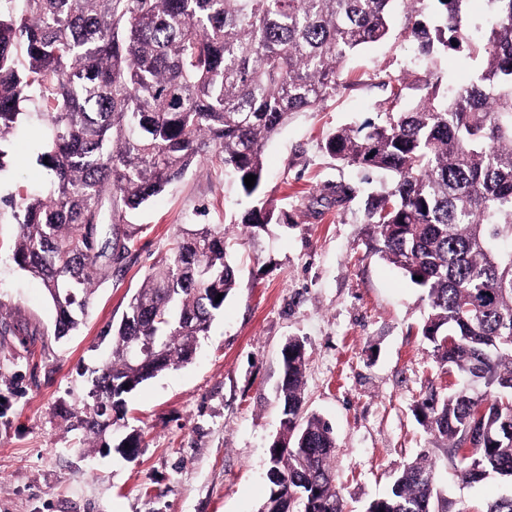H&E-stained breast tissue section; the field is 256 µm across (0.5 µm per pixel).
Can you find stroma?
<instances>
[{"label": "stroma", "instance_id": "35a3bbf8", "mask_svg": "<svg viewBox=\"0 0 512 512\" xmlns=\"http://www.w3.org/2000/svg\"><path fill=\"white\" fill-rule=\"evenodd\" d=\"M396 23L345 68L346 89L299 112L267 144L261 196L280 224L249 242L230 226L249 202L223 166H191L129 216L136 251L121 274L96 285L85 325L55 339L54 310L41 283L9 255L16 225L8 199L45 191L40 134L29 127L6 145L0 172V512H257L267 498L268 448L282 417L277 387L281 349L307 347L304 401L335 429V487L347 512L388 487L395 471L426 454L450 512H485L512 494L491 475L467 484L442 441L424 429L416 407L428 388L457 382L421 336L427 305L399 269L368 247L369 194L384 175L330 157L336 129L378 121L429 84L461 83L479 62L465 49L420 56ZM400 90L392 100V90ZM353 187L327 204L337 184ZM185 224H223L242 275L192 362L169 369L128 395L125 426L141 429L135 459L89 436L79 422L89 372L111 350L110 327Z\"/></svg>", "mask_w": 512, "mask_h": 512}]
</instances>
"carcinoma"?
<instances>
[{
    "instance_id": "cac0c4a2",
    "label": "carcinoma",
    "mask_w": 512,
    "mask_h": 512,
    "mask_svg": "<svg viewBox=\"0 0 512 512\" xmlns=\"http://www.w3.org/2000/svg\"><path fill=\"white\" fill-rule=\"evenodd\" d=\"M432 1L444 27L418 20L410 35L425 57L437 43L466 46L480 60L472 79L338 130L325 149L390 175L368 202L371 249L421 289L422 336L463 379L446 395L426 393L420 421L448 442L463 481L512 479V251L501 247L512 239V0H489L479 37L465 22L468 0H0V171L1 145L27 122L41 130L39 161L52 175L47 195L14 204L11 258L42 282L55 338L79 329L96 276L135 250L128 213L202 159H219L246 196L259 194L264 148L290 115L336 95L349 57L387 38L398 12L420 16ZM273 218L254 207L240 224L256 240ZM225 233L191 224L152 265L93 370L98 407L83 406L80 419L88 432L106 435L127 394L193 358L239 283ZM143 345L151 354L133 358ZM281 358V432L258 512H344L333 427L304 408V341L288 339ZM140 447L135 428L116 444L129 458ZM364 512L447 510L435 507L422 456Z\"/></svg>"
}]
</instances>
